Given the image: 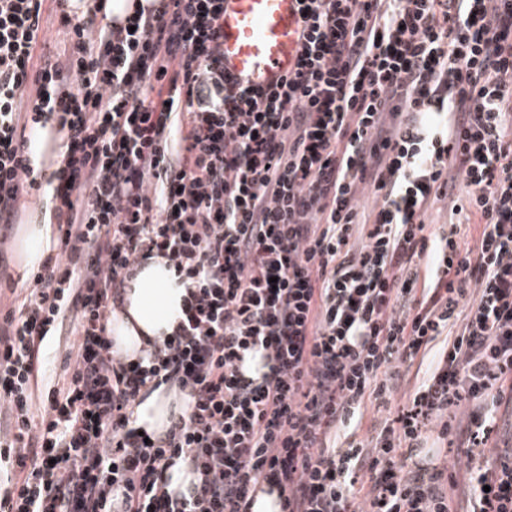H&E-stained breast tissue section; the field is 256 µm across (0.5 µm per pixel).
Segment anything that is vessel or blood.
Listing matches in <instances>:
<instances>
[{"label": "vessel or blood", "mask_w": 512, "mask_h": 512, "mask_svg": "<svg viewBox=\"0 0 512 512\" xmlns=\"http://www.w3.org/2000/svg\"><path fill=\"white\" fill-rule=\"evenodd\" d=\"M224 74L237 85L268 89L295 69L303 20L300 0H224Z\"/></svg>", "instance_id": "obj_1"}]
</instances>
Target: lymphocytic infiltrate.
<instances>
[{
    "label": "lymphocytic infiltrate",
    "mask_w": 512,
    "mask_h": 512,
    "mask_svg": "<svg viewBox=\"0 0 512 512\" xmlns=\"http://www.w3.org/2000/svg\"><path fill=\"white\" fill-rule=\"evenodd\" d=\"M44 2L0 0V224L45 186L57 240L0 312V512H252L264 488L280 512H460L464 488L470 512H512V448L476 462L512 411V0H304L297 68L265 92L224 76V0L103 23L102 0H57L69 48L38 65ZM23 119L61 135L49 178ZM441 200L475 246L430 232ZM155 257L182 313L128 363L108 324ZM429 350L374 445L337 447ZM163 386L188 409L140 436L134 405ZM432 435L465 465L408 467ZM64 336H55L51 340L49 344V350H48V359L53 362L57 358V361L55 364L49 365L50 370L47 372L45 376V380L43 382V386L41 388V391L43 393V396L45 392L48 391L50 387H53L54 383H56L59 379L60 369H57V376L56 373L51 371V368L53 369L54 366H59V363L61 361L62 355L66 352V349L70 343V341L73 340L72 336H65L66 334L63 333Z\"/></svg>",
    "instance_id": "1"
}]
</instances>
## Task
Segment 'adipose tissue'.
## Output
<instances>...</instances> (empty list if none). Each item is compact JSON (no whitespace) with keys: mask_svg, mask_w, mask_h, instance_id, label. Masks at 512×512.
Returning <instances> with one entry per match:
<instances>
[{"mask_svg":"<svg viewBox=\"0 0 512 512\" xmlns=\"http://www.w3.org/2000/svg\"><path fill=\"white\" fill-rule=\"evenodd\" d=\"M184 288L162 260L143 267L127 290L124 309L109 327L116 350L136 361L147 340L169 336L181 312ZM187 405L188 398L175 389L159 388L135 405L133 417L138 427L162 434L169 426L172 403Z\"/></svg>","mask_w":512,"mask_h":512,"instance_id":"adipose-tissue-1","label":"adipose tissue"}]
</instances>
